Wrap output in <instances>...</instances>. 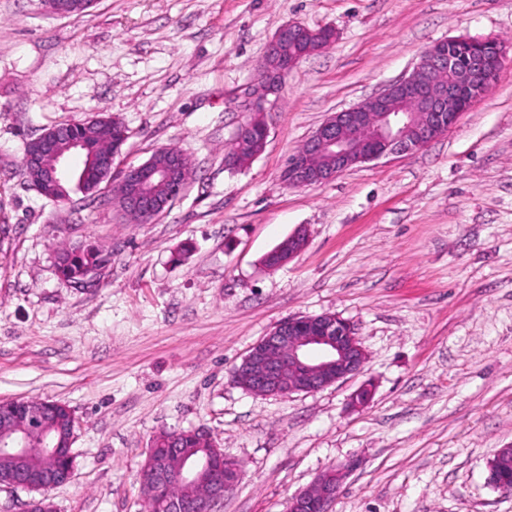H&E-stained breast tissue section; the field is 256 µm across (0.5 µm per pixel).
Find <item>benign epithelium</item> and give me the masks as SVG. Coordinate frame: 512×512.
Segmentation results:
<instances>
[{
	"label": "benign epithelium",
	"mask_w": 512,
	"mask_h": 512,
	"mask_svg": "<svg viewBox=\"0 0 512 512\" xmlns=\"http://www.w3.org/2000/svg\"><path fill=\"white\" fill-rule=\"evenodd\" d=\"M56 15L87 11L94 0H43ZM334 39L328 28L311 29L297 23L281 26L267 45L261 63L264 87L273 91L300 60L326 47ZM472 44L488 45L493 56L474 54L461 66L456 49ZM503 60V47L493 39L448 38L423 51L412 72L379 94L356 106L331 114L293 153L282 172L290 187H307L330 181L350 167L407 154L426 147L454 124L459 116L492 88ZM73 152L85 155V166L72 171L66 166ZM115 154L85 139L73 137L69 125L46 129L30 140L22 168L30 184L44 196L67 201L75 185L85 183L92 171L98 182L112 175ZM189 183L184 154L173 148L156 150L145 162L127 168L117 184L123 210L139 223H149L180 197ZM307 231H294L268 252L263 265L274 270L306 247ZM366 352L352 325L334 314L291 316L260 339L236 365L235 382L262 396L295 392L314 393L364 371ZM37 432L42 440L45 465L41 489L50 490L73 474H60L55 465L59 451L52 429L41 411L23 399L0 402V454L28 453L26 439ZM352 465L319 475L304 490L292 496L288 512H332L338 492ZM241 469L224 461V453L212 445L204 459L188 465L171 464L149 448L142 468L149 498L167 502L168 512H217L228 490L238 481ZM209 475L210 493L201 501L169 496L174 485L190 486Z\"/></svg>",
	"instance_id": "1"
}]
</instances>
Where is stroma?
I'll use <instances>...</instances> for the list:
<instances>
[{
    "label": "stroma",
    "instance_id": "stroma-1",
    "mask_svg": "<svg viewBox=\"0 0 512 512\" xmlns=\"http://www.w3.org/2000/svg\"><path fill=\"white\" fill-rule=\"evenodd\" d=\"M335 30L278 93L257 65L286 23ZM493 38L490 92L425 148L291 188L288 157L334 112L408 75L451 38ZM264 97L269 135L225 166ZM100 114L128 140L95 196L58 202L22 167L47 128ZM194 176L167 213L130 223L114 177L157 149ZM288 264L263 257L299 227ZM111 250L99 287L59 279L54 250ZM354 325L364 373L261 397L230 376L279 322ZM369 404L351 405L363 384ZM49 399L77 421L56 512H142L160 430L205 428L241 476L218 512H286L352 464L333 512H512L488 462L512 446V0H96L58 16L0 0V400Z\"/></svg>",
    "mask_w": 512,
    "mask_h": 512
}]
</instances>
